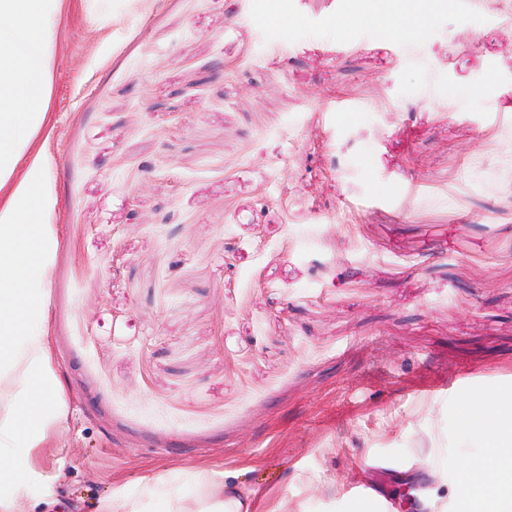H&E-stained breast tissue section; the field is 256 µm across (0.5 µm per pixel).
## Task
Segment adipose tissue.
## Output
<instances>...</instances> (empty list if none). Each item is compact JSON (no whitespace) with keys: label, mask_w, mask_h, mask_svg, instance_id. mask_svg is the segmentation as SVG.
Here are the masks:
<instances>
[{"label":"adipose tissue","mask_w":512,"mask_h":512,"mask_svg":"<svg viewBox=\"0 0 512 512\" xmlns=\"http://www.w3.org/2000/svg\"><path fill=\"white\" fill-rule=\"evenodd\" d=\"M65 0H0V380L13 375L11 401L0 406V512H19L38 493L37 469L67 406L54 368L47 285L57 228L50 158L37 148L49 123L57 30ZM460 429L486 448L487 460L456 475L430 462L408 491L409 512H512V401L488 400ZM202 496L167 494L163 512H255L235 475L198 470Z\"/></svg>","instance_id":"ef3b65f1"}]
</instances>
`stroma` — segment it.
<instances>
[{"mask_svg":"<svg viewBox=\"0 0 512 512\" xmlns=\"http://www.w3.org/2000/svg\"><path fill=\"white\" fill-rule=\"evenodd\" d=\"M357 0H69L38 141L68 416L23 512L143 478L348 512L484 449L457 382L512 393V0H445L420 61Z\"/></svg>","mask_w":512,"mask_h":512,"instance_id":"stroma-1","label":"stroma"}]
</instances>
